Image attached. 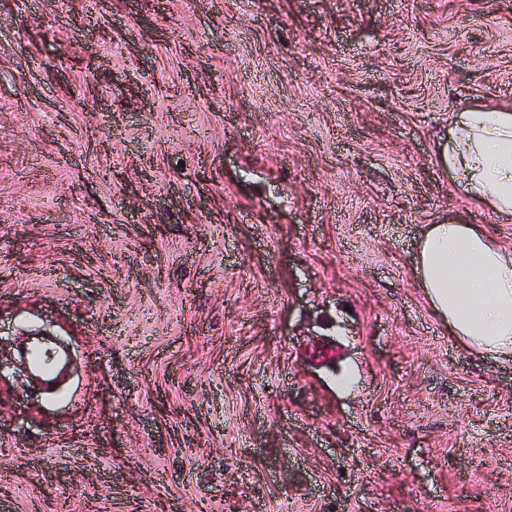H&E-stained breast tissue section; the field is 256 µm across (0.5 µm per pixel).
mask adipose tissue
Wrapping results in <instances>:
<instances>
[{"label":"adipose tissue","mask_w":512,"mask_h":512,"mask_svg":"<svg viewBox=\"0 0 512 512\" xmlns=\"http://www.w3.org/2000/svg\"><path fill=\"white\" fill-rule=\"evenodd\" d=\"M440 161L468 197L512 214V107L463 109ZM415 271L452 335L478 351L512 357V249L476 225L448 220L426 229Z\"/></svg>","instance_id":"1"}]
</instances>
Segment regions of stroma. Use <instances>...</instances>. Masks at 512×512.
<instances>
[{"mask_svg": "<svg viewBox=\"0 0 512 512\" xmlns=\"http://www.w3.org/2000/svg\"><path fill=\"white\" fill-rule=\"evenodd\" d=\"M487 101L512 0H0L9 512H512V359L414 272L450 218L512 249L438 160ZM31 347L30 358L33 373L45 382H52L65 361V355L60 351H54L39 338L32 340Z\"/></svg>", "mask_w": 512, "mask_h": 512, "instance_id": "35a3bbf8", "label": "stroma"}]
</instances>
